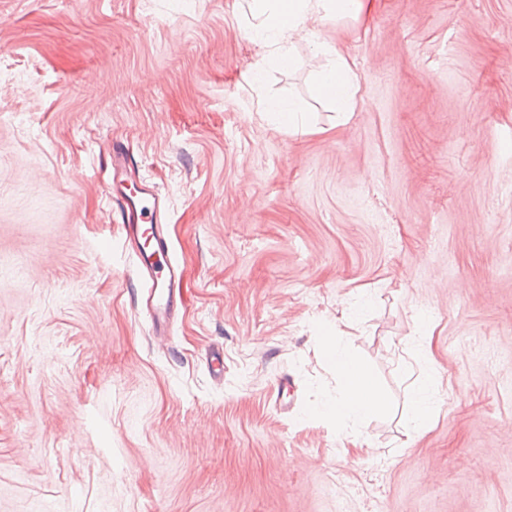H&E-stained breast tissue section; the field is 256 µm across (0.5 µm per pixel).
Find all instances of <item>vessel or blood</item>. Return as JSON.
<instances>
[{"instance_id":"1","label":"vessel or blood","mask_w":512,"mask_h":512,"mask_svg":"<svg viewBox=\"0 0 512 512\" xmlns=\"http://www.w3.org/2000/svg\"><path fill=\"white\" fill-rule=\"evenodd\" d=\"M111 166L113 182L131 185L120 202V212L126 234L136 244L138 272L146 288V306L154 330L162 334L171 318L174 290L180 278L177 265L160 246L159 219L166 207L165 198L154 185L130 182L134 163L122 150H113Z\"/></svg>"}]
</instances>
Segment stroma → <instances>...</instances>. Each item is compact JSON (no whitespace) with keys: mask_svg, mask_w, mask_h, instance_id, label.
Here are the masks:
<instances>
[{"mask_svg":"<svg viewBox=\"0 0 512 512\" xmlns=\"http://www.w3.org/2000/svg\"><path fill=\"white\" fill-rule=\"evenodd\" d=\"M249 5L0 0V512H512V0L326 22L359 78L341 126L306 44L252 87ZM116 144L185 269L162 336ZM362 293L348 342L391 402L369 457L303 415L334 387L315 327ZM262 112H267L268 118L274 124L288 130L297 131L305 122L304 107L293 99H270L260 102ZM435 379L429 375L420 378L419 386L414 390L408 400L410 419L415 428H427L432 421L434 412L433 393L435 392Z\"/></svg>","mask_w":512,"mask_h":512,"instance_id":"stroma-1","label":"stroma"}]
</instances>
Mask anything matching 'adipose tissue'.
Listing matches in <instances>:
<instances>
[{
  "label": "adipose tissue",
  "mask_w": 512,
  "mask_h": 512,
  "mask_svg": "<svg viewBox=\"0 0 512 512\" xmlns=\"http://www.w3.org/2000/svg\"><path fill=\"white\" fill-rule=\"evenodd\" d=\"M362 8V0H254L248 29L252 39L270 48L280 68L295 65L294 48L301 40L323 57V65L314 74L315 90L335 110L340 123L348 121L356 108L358 77L347 59L322 40L321 27L331 20L356 16ZM350 320L346 314L340 322H327L320 328L336 392L312 402L309 412L336 421L343 437L369 454L372 444L361 426L384 412L388 403L370 369L341 343L339 326Z\"/></svg>",
  "instance_id": "obj_1"
}]
</instances>
